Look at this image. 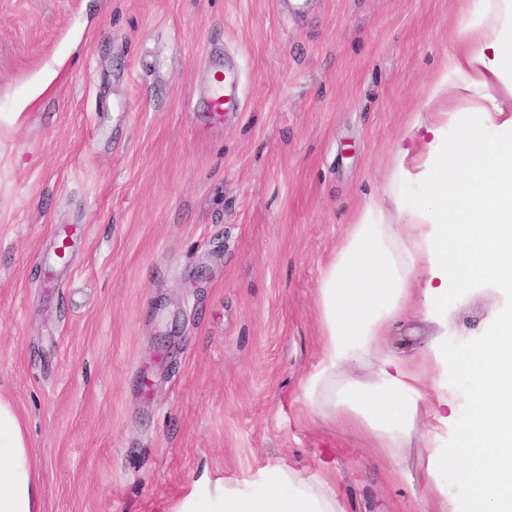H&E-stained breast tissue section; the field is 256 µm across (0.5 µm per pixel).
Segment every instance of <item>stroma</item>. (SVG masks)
Here are the masks:
<instances>
[{
	"label": "stroma",
	"instance_id": "obj_1",
	"mask_svg": "<svg viewBox=\"0 0 512 512\" xmlns=\"http://www.w3.org/2000/svg\"><path fill=\"white\" fill-rule=\"evenodd\" d=\"M305 2L0 0V399L41 512H183L268 465L319 475V448L343 512L430 508L421 442L387 453L302 382L321 271L365 204L394 210L404 125L464 106L424 90L471 0ZM213 50L245 91L214 127L189 108ZM497 301L407 313L389 346L418 361Z\"/></svg>",
	"mask_w": 512,
	"mask_h": 512
}]
</instances>
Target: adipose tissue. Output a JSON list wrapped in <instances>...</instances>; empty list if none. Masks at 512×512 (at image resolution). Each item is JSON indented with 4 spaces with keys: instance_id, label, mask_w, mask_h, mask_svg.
Listing matches in <instances>:
<instances>
[{
    "instance_id": "1",
    "label": "adipose tissue",
    "mask_w": 512,
    "mask_h": 512,
    "mask_svg": "<svg viewBox=\"0 0 512 512\" xmlns=\"http://www.w3.org/2000/svg\"><path fill=\"white\" fill-rule=\"evenodd\" d=\"M454 40L426 96L464 93L467 104L415 116L396 145L387 190L414 181L426 190L423 202L399 203L393 214L368 203L323 268L322 347L303 390L323 417L343 422L353 411L370 420L378 447L424 442L436 512H512V0H480L457 22ZM474 262L503 299L489 315L490 333L453 347L435 339L418 366L392 353L393 322L409 311H456L475 286L464 276ZM369 357L375 384L337 396V379ZM452 369L470 378L469 395L444 383ZM260 483L216 492L193 512H342L325 478L276 465L261 469ZM39 505L23 425L0 400V512Z\"/></svg>"
}]
</instances>
